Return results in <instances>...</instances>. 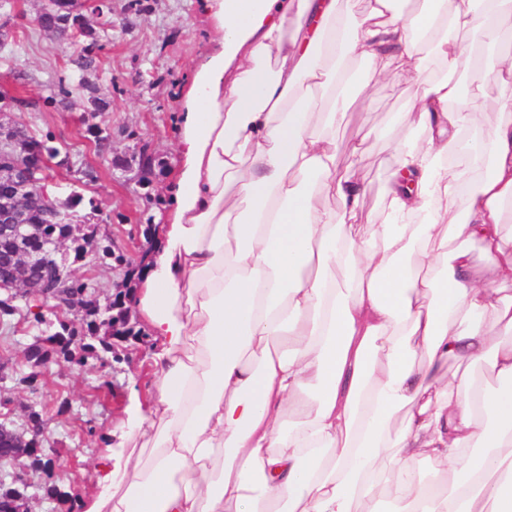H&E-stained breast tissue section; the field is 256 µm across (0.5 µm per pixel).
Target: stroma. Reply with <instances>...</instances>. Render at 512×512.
<instances>
[{
	"label": "stroma",
	"mask_w": 512,
	"mask_h": 512,
	"mask_svg": "<svg viewBox=\"0 0 512 512\" xmlns=\"http://www.w3.org/2000/svg\"><path fill=\"white\" fill-rule=\"evenodd\" d=\"M41 0H0V96L23 95L40 100L36 111L22 118L33 135L52 132L66 148L72 168L93 167L96 182L84 186L107 215L108 231L116 242L133 249L143 219V202L129 175L111 165L112 157L131 159L140 146H148L165 166L154 183V223L165 224L169 188L177 180V116L184 109L185 94L201 68L220 46L216 21L201 0H112V15L102 18L93 10L94 0H80L79 10L95 28L101 48L96 69L75 67V49L54 34L41 30L36 17ZM85 81L107 89L104 111L68 108L58 96L60 83ZM413 88L403 81L368 84L349 106L336 129V170L348 165V147L357 134H365L359 173L366 187L365 209L375 212L385 204L384 186L392 163L390 130L397 113L408 111ZM112 130L111 154L98 155L82 137L86 125ZM33 332H23L18 322L0 324V361L16 374L27 373L24 358ZM153 345L133 352L132 363L114 367L90 366L81 370L63 364L54 367L46 387L38 393L20 389L12 381L0 385V396L11 401V418L23 425L28 406L41 409L48 420L45 436L61 442L63 455L54 477L77 485L82 500L101 491L96 470L100 456L115 446L116 434L132 397L148 402L155 391ZM111 389H103V380ZM69 410L58 415L60 401ZM96 434H88V425Z\"/></svg>",
	"instance_id": "stroma-1"
}]
</instances>
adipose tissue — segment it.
Wrapping results in <instances>:
<instances>
[{
    "label": "adipose tissue",
    "instance_id": "adipose-tissue-1",
    "mask_svg": "<svg viewBox=\"0 0 512 512\" xmlns=\"http://www.w3.org/2000/svg\"><path fill=\"white\" fill-rule=\"evenodd\" d=\"M405 2L205 0L222 50L140 283L156 389L86 512H381L383 487L390 512H512V0ZM354 60L416 86L372 224L363 139L340 174L331 135Z\"/></svg>",
    "mask_w": 512,
    "mask_h": 512
}]
</instances>
